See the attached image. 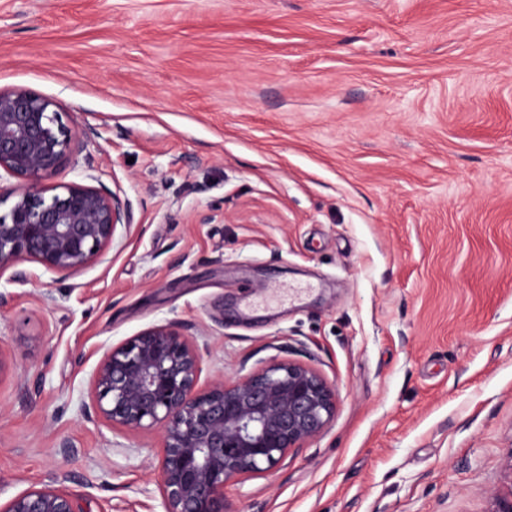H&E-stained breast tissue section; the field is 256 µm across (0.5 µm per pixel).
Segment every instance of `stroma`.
<instances>
[{
    "label": "stroma",
    "mask_w": 512,
    "mask_h": 512,
    "mask_svg": "<svg viewBox=\"0 0 512 512\" xmlns=\"http://www.w3.org/2000/svg\"><path fill=\"white\" fill-rule=\"evenodd\" d=\"M14 88L80 137L53 184L134 224L75 274L0 273V505L68 472L81 512H164L158 431L85 409L109 348L175 321L202 381L290 360L336 389L230 512H486L512 450V0H0Z\"/></svg>",
    "instance_id": "obj_1"
}]
</instances>
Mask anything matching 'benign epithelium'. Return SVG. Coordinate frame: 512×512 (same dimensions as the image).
I'll use <instances>...</instances> for the list:
<instances>
[{
  "mask_svg": "<svg viewBox=\"0 0 512 512\" xmlns=\"http://www.w3.org/2000/svg\"><path fill=\"white\" fill-rule=\"evenodd\" d=\"M76 139L51 99L0 90V171L17 179L0 213V273L22 261L75 273L101 257L117 227L133 224L127 200L77 183L45 188ZM202 356L177 322L142 330L110 348L93 378L86 414L161 435L159 490L165 512H228L226 488L276 468L318 437L336 413V389L314 369L277 362L243 379L200 385ZM487 512H512V450ZM0 512H79L58 486L33 488Z\"/></svg>",
  "mask_w": 512,
  "mask_h": 512,
  "instance_id": "1",
  "label": "benign epithelium"
}]
</instances>
